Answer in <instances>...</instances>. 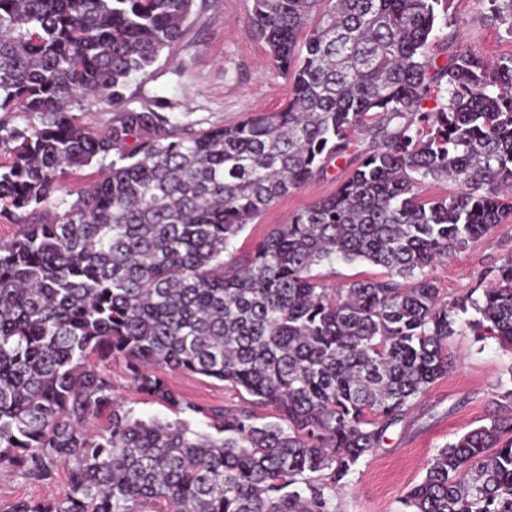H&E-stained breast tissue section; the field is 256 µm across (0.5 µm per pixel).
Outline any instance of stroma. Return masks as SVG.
Segmentation results:
<instances>
[{"mask_svg": "<svg viewBox=\"0 0 512 512\" xmlns=\"http://www.w3.org/2000/svg\"><path fill=\"white\" fill-rule=\"evenodd\" d=\"M253 0H204L194 22L176 48L190 59L189 68L175 75L171 62L158 60L142 95L176 90L190 109L189 121L198 129L236 124L253 110L275 112L288 100L290 83L270 64L269 49L248 29ZM451 11L463 22L462 37L454 45L435 38L431 52L469 49L494 60L512 55V35L495 22L488 0H454ZM356 162L346 157L333 163L327 175L308 182L300 190L265 210L233 241L225 260L248 254L254 243L268 236L295 210L332 195ZM512 256V222L476 240L432 271L447 298L485 288V273ZM452 367L416 404L391 426L381 448L361 460L348 481L336 492V512H404L402 500L422 480L426 464L439 448L464 432L488 423L498 412L499 392L512 387V351L492 339H477L462 331L448 342ZM114 396L134 417L174 420L173 412L146 400L133 387L123 363L108 369ZM172 388L186 400L204 406L240 404L236 391L222 382L202 376L172 373ZM67 490V471L59 469L52 486L31 483L16 472L0 473V504L19 498L41 500L59 497Z\"/></svg>", "mask_w": 512, "mask_h": 512, "instance_id": "1", "label": "stroma"}]
</instances>
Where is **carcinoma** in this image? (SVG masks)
I'll use <instances>...</instances> for the list:
<instances>
[{
	"label": "carcinoma",
	"instance_id": "cac0c4a2",
	"mask_svg": "<svg viewBox=\"0 0 512 512\" xmlns=\"http://www.w3.org/2000/svg\"><path fill=\"white\" fill-rule=\"evenodd\" d=\"M490 2L512 34V0ZM450 3L253 0L249 28L288 101L196 131L176 94L134 107L131 90L163 55L185 69L175 48L196 0H0V216L28 217L0 242V471L42 484L68 472L63 498L6 512H336V488L448 373L458 326L512 350V257L478 296L449 301L430 274L512 217V55L429 53ZM90 109L110 117L88 126ZM357 131L371 145L335 194L224 261ZM110 155L48 208L68 172ZM426 177L457 191L424 200ZM338 260L386 278L312 274ZM114 361L214 432L131 417L112 397ZM157 366L249 398L190 404ZM511 433V416L495 418L439 449L406 512H512ZM112 166V156L108 157L102 163H93L89 167L70 173L66 178L68 188L72 191V196L66 197L68 201L76 198V192L87 188L96 179L99 178L101 172Z\"/></svg>",
	"mask_w": 512,
	"mask_h": 512
}]
</instances>
